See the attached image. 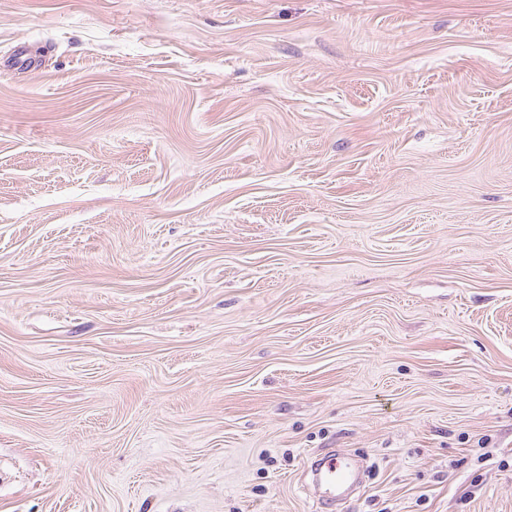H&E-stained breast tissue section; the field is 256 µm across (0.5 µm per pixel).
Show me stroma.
Segmentation results:
<instances>
[{"label":"stroma","mask_w":512,"mask_h":512,"mask_svg":"<svg viewBox=\"0 0 512 512\" xmlns=\"http://www.w3.org/2000/svg\"><path fill=\"white\" fill-rule=\"evenodd\" d=\"M512 512V0H0V512ZM317 474L331 501L347 499L358 483L355 464L338 452L323 458Z\"/></svg>","instance_id":"stroma-1"}]
</instances>
